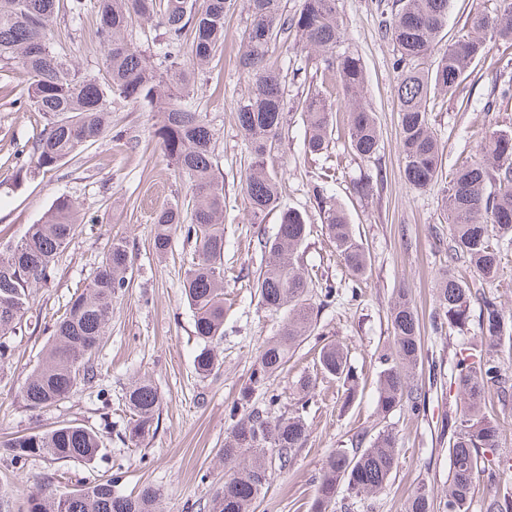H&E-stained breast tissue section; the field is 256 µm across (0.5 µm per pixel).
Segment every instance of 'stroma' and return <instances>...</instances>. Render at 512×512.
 Instances as JSON below:
<instances>
[{"mask_svg":"<svg viewBox=\"0 0 512 512\" xmlns=\"http://www.w3.org/2000/svg\"><path fill=\"white\" fill-rule=\"evenodd\" d=\"M396 8V0H336L341 47L364 65L365 100L380 132L377 153L361 159L348 146L347 113L336 115L331 152L338 167L332 189L371 256L353 302L341 290L349 273L309 200V186L326 161L306 154L305 127L294 109L299 97L320 87L321 81L304 53L286 50L280 43L269 50L271 62L286 77L288 107L280 143L268 163L278 172L283 207L307 214L310 234L299 253L302 267L320 283L336 287L338 294L330 305L316 308L314 335L301 341L284 371L271 376L265 391L252 397L260 407L265 394L279 395L274 409L278 415L305 407L309 427L308 439L288 470L272 473L256 512H311L318 472L328 455L351 447L359 433L373 435L385 427L398 437V465L387 486L372 495L341 490L336 512H405L411 494L422 488L434 512H445L448 421L461 410L454 363L460 355L484 348L480 308L486 291L477 287L473 268L458 264L456 274L475 285L468 323L459 330H433L435 283L448 262L442 243L450 236L441 196L456 162L475 155L489 131L512 130V99L496 95L501 85L512 83V50L501 42L490 45L470 66L460 98L431 112L444 145L442 174L436 184L412 189L403 176L399 142L396 49L380 28L381 20ZM248 21L247 0H235L224 23L223 49L196 74L188 100L215 132V159L224 176V335L215 343L222 365L205 379L194 370L193 313L182 298L193 243L178 233L165 255L153 248L156 213L174 203L186 210L193 204L188 183L156 147L157 113L143 104L113 99L111 123L101 139L59 167L29 177L21 170L24 155L48 120L29 105L28 76L22 67L0 64V246L23 237L58 197L72 200L84 217L57 257L56 278L34 288L28 324L16 336L14 355L0 372V440L64 422L98 429L105 450L96 471L113 479L115 491L122 495L137 494L149 485L160 489L158 512H204L214 488L224 480L218 451L232 424L230 410L240 404L250 384L260 345L282 323L281 315L260 306L256 293L263 265L260 242L273 237L280 214H253L241 189L252 163L237 120L250 84L237 64ZM98 27L96 8H88L78 22L68 11H59L54 43L80 72L105 81L109 75ZM360 180L371 183L368 195L353 193V183ZM116 237L126 241L134 271L129 289L113 303L112 323L96 355L98 374L67 401L30 411L20 388L42 359L53 317L75 291L88 288ZM401 288L409 289L421 326L422 362L415 380L427 393V408L417 417L400 409L385 417L377 410L379 357L392 346L390 306ZM328 341L343 346L359 377L353 403H345L335 381L322 376L309 394L297 389L298 379L312 371L319 343ZM144 378L157 387L161 405L154 434L134 448L121 439L130 418L125 394L134 381ZM485 402L499 428L492 453L496 476L478 475L469 512H481L490 488L512 489V401L501 403L491 391ZM57 472L66 473L73 484L87 474L77 462L36 459L14 466L0 459V489L13 492L17 512H25L35 482Z\"/></svg>","mask_w":512,"mask_h":512,"instance_id":"1","label":"stroma"}]
</instances>
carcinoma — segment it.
Here are the masks:
<instances>
[{"label":"carcinoma","instance_id":"obj_1","mask_svg":"<svg viewBox=\"0 0 512 512\" xmlns=\"http://www.w3.org/2000/svg\"><path fill=\"white\" fill-rule=\"evenodd\" d=\"M250 23L243 33L244 49L238 65L250 76L247 96L238 111V123L249 144L253 162L242 179V191L253 214L280 211L275 236L262 244L264 270L256 291L263 308L286 311L278 332L259 347L258 368L250 377L254 388L282 370L292 348L314 332L312 292L315 280L298 267L295 254L310 233L306 215L283 208L278 172L268 169L267 156L280 140L286 119L287 89L280 69L268 62L271 43L295 34L293 48L315 55L322 80L334 81L336 108L327 96L311 90L297 109L307 127L305 151L326 155L336 124L333 111L350 113L349 146L362 158L378 150L380 134L372 111L364 102L366 73L360 59L337 50L343 33L336 17V0H301L288 14L281 0H248ZM450 0H400V8L383 24V35L397 55L396 97L403 174L415 189L437 181L443 150L432 129L429 112L437 101L455 98L470 65L481 58L490 42L512 41V0H497L491 12L471 13L452 43L438 42L448 25ZM60 0H0V61L15 60L30 75L31 108L48 116L49 127L29 154L27 173L56 168L78 150L98 141L107 124L112 96L146 104L161 114L156 129L161 153L190 183L194 204L190 213L175 205L155 217L153 247L164 254L173 235L181 231L194 241V253L183 282V295L194 315L199 347L194 356L198 375L217 367L213 344L224 336V176L213 152L214 133L200 113L185 104L191 71L182 62L210 64L224 44V18L233 0H95L99 38L108 82L84 75L53 43L52 27ZM154 19L163 28L154 49L145 51L125 37L133 21ZM189 50H184L186 35ZM310 199L323 214L326 235L341 263L350 271L351 297L357 296L367 273L369 256L354 236L347 214L330 194L329 181L314 182ZM450 224L448 269L437 288L438 311L433 329L462 328L469 318L472 289L457 278L452 267L460 260L472 267L482 283L499 277L506 247L512 246V133L494 131L482 142L480 157L462 161L452 174L443 197ZM73 202L59 197L40 224L30 226L23 239L0 249V368L9 363L11 340L22 330L31 310V288L56 277L58 254L77 228ZM133 258L126 242L112 241L109 252L89 288L72 295L52 327L41 362L27 376L21 397L31 410H41L67 398L97 376L94 354L112 323V303L131 282ZM392 349L381 355L385 368L379 376L378 410L386 415L399 408L412 416L426 409V393L414 384L413 373L422 357L420 324L412 297L400 290L390 307ZM507 329L496 297H482L481 332L487 349L460 356L454 382L463 400L462 416L451 425L448 454V512H468L479 472L486 470L482 448H494L497 427L485 411L490 388L509 397L512 367L501 361L497 347ZM313 368L336 380L345 403L354 401L358 377L336 343L321 346ZM131 412L123 440L138 447L153 431L160 407L157 388L148 380L131 385L125 395ZM268 407L236 416L219 459L229 468L224 483L209 500L208 512H255L270 480L272 465L287 468L302 447L308 427L300 409L273 416ZM99 432L79 424L33 430L0 443V455L18 463L36 458L90 465L101 456ZM398 465L397 436L383 429L362 451L338 448L321 468L313 512H332L345 485L351 491L376 493L388 483ZM160 493L152 486L135 496L114 492L112 480L91 474L66 491L50 481L29 495L27 512H156ZM406 512H432L428 495L419 491ZM483 512H512V494L494 491L483 501Z\"/></svg>","mask_w":512,"mask_h":512}]
</instances>
